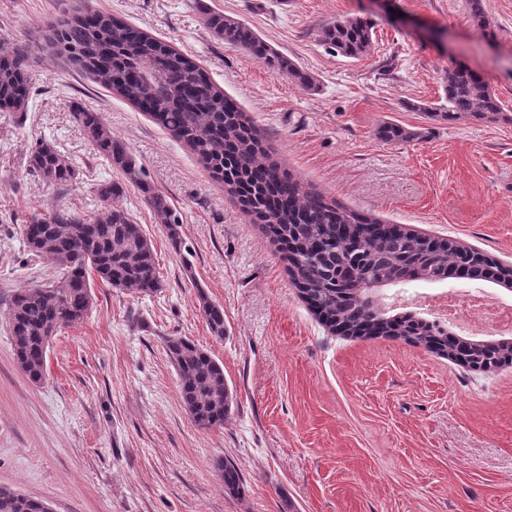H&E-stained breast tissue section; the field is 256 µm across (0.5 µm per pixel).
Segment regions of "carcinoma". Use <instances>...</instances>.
I'll return each mask as SVG.
<instances>
[{
    "label": "carcinoma",
    "instance_id": "obj_1",
    "mask_svg": "<svg viewBox=\"0 0 512 512\" xmlns=\"http://www.w3.org/2000/svg\"><path fill=\"white\" fill-rule=\"evenodd\" d=\"M204 25L224 42L247 50L269 71L286 76L306 90L315 79L287 55L268 45L244 22L208 12ZM373 23L342 18L322 29L321 41L346 58L366 55L373 41ZM57 51L92 75L112 94L128 101L184 142L242 211L256 216L280 244L288 276L308 309L329 331L342 336H389L456 359L473 371L512 365V341L502 337L475 346L451 337L410 311L374 309V295L406 280L445 282L457 268L499 285L512 280V265L447 238L415 234L397 224H384L348 209L319 192H305L298 180L269 161L258 132L238 104L224 94L206 71L174 47L136 29L117 16L91 7L52 26ZM29 52L0 37V109L27 111L30 88L26 70ZM444 122L466 119L497 122L505 108L476 72L452 66L443 78V95L431 106L409 103ZM81 132L98 154L121 171L142 192L145 202L180 250L181 221L167 196L145 179L129 147L112 134L99 113L73 111ZM385 143L407 142L419 133L385 122L376 130ZM29 171L44 181L71 182L76 169L49 143L30 152ZM121 187L97 185L103 207L91 214L70 208L35 211L23 226L25 245L37 256L61 266L57 283L27 288L13 295L9 329L17 363L35 382L46 373L50 341L62 328L80 322L92 304V278L116 289L151 295L160 290L156 258L141 225L112 206ZM199 309L212 337L224 339V308L199 292ZM186 412L200 427H221L233 395L224 367L205 349L182 337L166 341ZM224 493L239 498L245 486L237 466L228 459L215 463ZM0 512H48V506L17 490L0 486Z\"/></svg>",
    "mask_w": 512,
    "mask_h": 512
}]
</instances>
